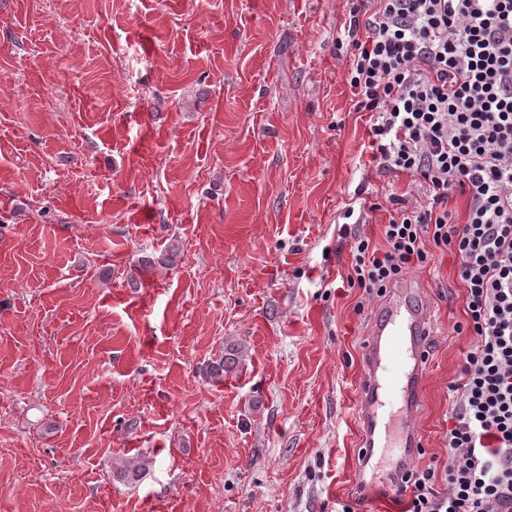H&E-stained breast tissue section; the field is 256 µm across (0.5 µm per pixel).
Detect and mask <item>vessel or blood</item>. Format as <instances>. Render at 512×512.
<instances>
[{
	"label": "vessel or blood",
	"mask_w": 512,
	"mask_h": 512,
	"mask_svg": "<svg viewBox=\"0 0 512 512\" xmlns=\"http://www.w3.org/2000/svg\"><path fill=\"white\" fill-rule=\"evenodd\" d=\"M430 309L419 282L388 289L362 351L359 443L365 457L381 455L370 478L396 482L422 446L418 414L428 363Z\"/></svg>",
	"instance_id": "obj_1"
}]
</instances>
